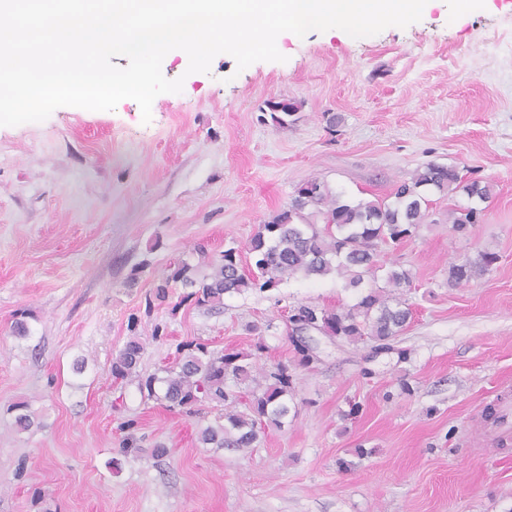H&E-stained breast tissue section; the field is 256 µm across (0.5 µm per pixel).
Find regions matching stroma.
<instances>
[{"mask_svg": "<svg viewBox=\"0 0 512 512\" xmlns=\"http://www.w3.org/2000/svg\"><path fill=\"white\" fill-rule=\"evenodd\" d=\"M507 2L460 14L437 0L408 27L358 39L288 32L283 61L241 71L229 55L191 75L164 59L183 90L156 97L147 123L126 99L0 127V512H512V447L488 455L474 444L486 414L512 404ZM283 97L299 105L285 128L267 109ZM429 163L490 183L493 195L467 235L448 222L467 197L430 195L419 231L383 247L381 262L412 276V318L395 341L407 361L311 333L319 360L294 374L295 418L246 453L202 447L197 418L113 382L112 359L133 332L144 377L191 341L249 351L261 338L263 364L291 359L290 307L349 306L360 289L295 277L225 296L216 312L176 294L146 299L197 245L246 250L308 179L383 199ZM486 251L499 256L489 271L449 286L451 265ZM22 313L24 338L11 330ZM20 401L38 427H15L9 408ZM159 442L168 452L156 458Z\"/></svg>", "mask_w": 512, "mask_h": 512, "instance_id": "stroma-1", "label": "stroma"}]
</instances>
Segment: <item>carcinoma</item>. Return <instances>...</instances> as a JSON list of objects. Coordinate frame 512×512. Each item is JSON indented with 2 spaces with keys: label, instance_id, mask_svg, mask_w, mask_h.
Returning <instances> with one entry per match:
<instances>
[{
  "label": "carcinoma",
  "instance_id": "carcinoma-1",
  "mask_svg": "<svg viewBox=\"0 0 512 512\" xmlns=\"http://www.w3.org/2000/svg\"><path fill=\"white\" fill-rule=\"evenodd\" d=\"M267 108L280 127L292 123L298 110L288 98L270 100ZM459 188L477 203L491 195L489 184L472 181L464 185L456 170L435 163L397 183L388 200L349 201L327 184L310 179L296 187L288 208L259 225L248 245L250 267L242 265L233 248L214 259L201 249L197 263L187 259L173 263L154 286L153 298L163 302L169 289L180 286L186 289L181 301L216 310L224 307L227 295L273 290L299 275L336 276L345 281V287L358 288L367 277L377 279L380 247L402 242L424 223L426 191L445 193ZM481 213L482 209L471 206L449 212L448 221L454 232L466 235L479 223ZM497 260L496 253L486 251L474 263L454 264L448 280L456 285L467 283L489 271ZM383 280L387 292L372 289L346 309L297 305L289 321L308 318L324 336L362 341L369 344L371 354H395L405 360L407 351L397 348L394 341L412 317L409 304L398 296L399 289L410 287V276L404 269L390 268ZM291 343L292 360L259 372L254 358L267 350L261 340L254 354L214 351L206 343L192 341L182 345L179 356L160 373L141 378L137 367L143 344L133 336L112 358L110 373L116 382L138 379L139 391L169 411L192 414L202 403L212 405L218 415L198 429L202 447L243 450L257 447L267 428L284 424L296 408L295 370L308 369L318 361L313 347L301 345L294 337ZM9 411L20 431L36 423L35 413L24 401L14 403Z\"/></svg>",
  "mask_w": 512,
  "mask_h": 512
}]
</instances>
